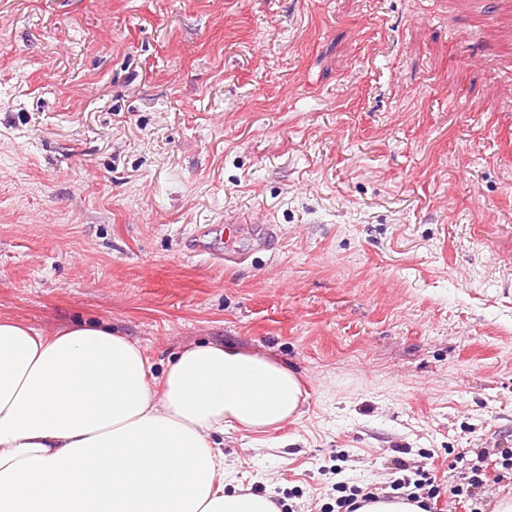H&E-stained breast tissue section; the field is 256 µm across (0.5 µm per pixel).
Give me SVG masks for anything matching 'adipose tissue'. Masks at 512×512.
<instances>
[{
    "instance_id": "obj_1",
    "label": "adipose tissue",
    "mask_w": 512,
    "mask_h": 512,
    "mask_svg": "<svg viewBox=\"0 0 512 512\" xmlns=\"http://www.w3.org/2000/svg\"><path fill=\"white\" fill-rule=\"evenodd\" d=\"M303 401L286 365L233 346L191 344L157 378L109 326L0 317V512H279L225 492L218 438L278 428Z\"/></svg>"
}]
</instances>
